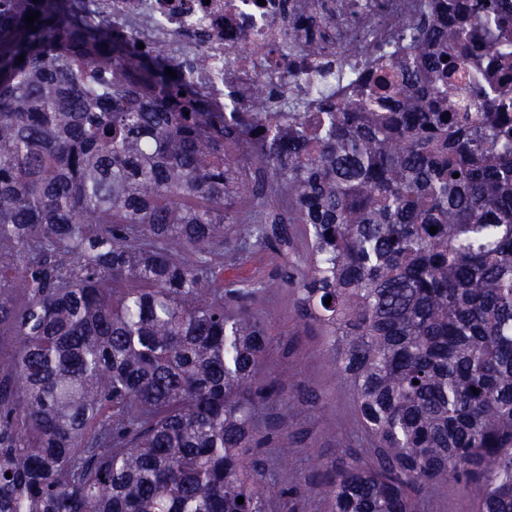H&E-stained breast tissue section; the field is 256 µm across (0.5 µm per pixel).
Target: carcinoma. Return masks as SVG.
<instances>
[{
	"label": "carcinoma",
	"mask_w": 512,
	"mask_h": 512,
	"mask_svg": "<svg viewBox=\"0 0 512 512\" xmlns=\"http://www.w3.org/2000/svg\"><path fill=\"white\" fill-rule=\"evenodd\" d=\"M433 16L421 0L400 20L402 54L353 98L314 115L285 95L288 126L262 134L260 87L227 127L163 49L71 0H0V330L19 337L0 348V512L288 495L257 460L291 439L259 423L280 392L252 312L270 284H219L216 261L272 243L239 203L279 196L280 237L298 224L309 247L281 268L293 319L332 343L377 450L324 469L329 512H415L450 479L512 512V112L475 77L509 80L512 16Z\"/></svg>",
	"instance_id": "1"
}]
</instances>
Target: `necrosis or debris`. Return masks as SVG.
<instances>
[{"label":"necrosis or debris","mask_w":512,"mask_h":512,"mask_svg":"<svg viewBox=\"0 0 512 512\" xmlns=\"http://www.w3.org/2000/svg\"><path fill=\"white\" fill-rule=\"evenodd\" d=\"M364 2L343 11L339 0H84L91 24L131 36L145 50L165 47L183 65L205 55L209 65L193 72L194 88L229 120L241 110V92L256 83L266 87L263 109L270 113L279 112L286 91L301 94L309 112L319 111L323 98L348 97L391 50L397 18L417 8V0ZM309 29L321 53L289 52ZM361 36L362 56H344L345 45Z\"/></svg>","instance_id":"1"}]
</instances>
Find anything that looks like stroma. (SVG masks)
I'll list each match as a JSON object with an SVG mask.
<instances>
[{"mask_svg": "<svg viewBox=\"0 0 512 512\" xmlns=\"http://www.w3.org/2000/svg\"><path fill=\"white\" fill-rule=\"evenodd\" d=\"M302 256V242L294 234L289 242L277 241L255 250L248 260L237 261L227 255L220 263L225 278L272 284L253 307L273 336L261 381L283 387L282 401L272 406L268 416H286L295 441L288 455L269 447L260 461L274 471L280 487L289 489L290 512H328L316 463L333 461L339 453L348 460H370L375 452L361 429L353 392L334 366L329 344L317 331L302 329L291 319L296 284L282 280L280 268L284 258L298 260ZM477 495L476 485L452 480L425 486L415 495L417 512H475Z\"/></svg>", "mask_w": 512, "mask_h": 512, "instance_id": "1", "label": "stroma"}]
</instances>
